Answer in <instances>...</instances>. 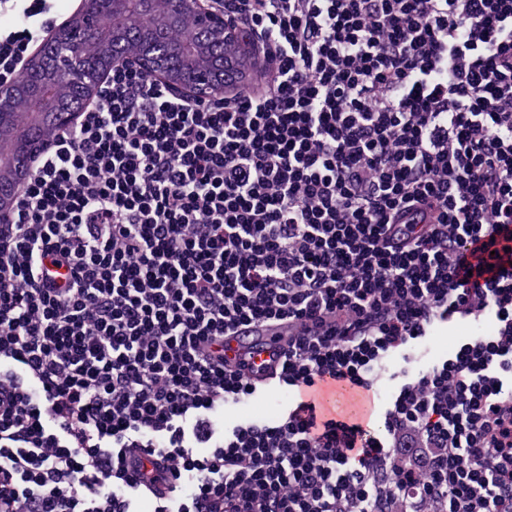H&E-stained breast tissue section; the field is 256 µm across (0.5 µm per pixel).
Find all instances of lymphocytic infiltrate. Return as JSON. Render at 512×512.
<instances>
[{
	"instance_id": "obj_1",
	"label": "lymphocytic infiltrate",
	"mask_w": 512,
	"mask_h": 512,
	"mask_svg": "<svg viewBox=\"0 0 512 512\" xmlns=\"http://www.w3.org/2000/svg\"><path fill=\"white\" fill-rule=\"evenodd\" d=\"M56 2L0 0V84ZM215 2L255 83L112 70L0 222V512H512V0ZM256 322L292 389L391 360L375 424L225 421ZM464 330L458 329L454 332L439 331L436 335L430 336L426 344L416 355L414 365L423 368L432 361L446 357L452 346L464 336H474L475 333H489L493 331V323L490 318H483L480 321L473 322L471 326L465 325ZM450 334V335H448ZM452 338V342L448 339ZM280 341L273 343V338ZM288 337V324L268 325L256 323L247 329L241 330L238 336H231L224 340V354L227 358H241L252 356L251 361L256 366L267 363L270 354L282 345Z\"/></svg>"
}]
</instances>
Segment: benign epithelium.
<instances>
[{"label":"benign epithelium","instance_id":"1","mask_svg":"<svg viewBox=\"0 0 512 512\" xmlns=\"http://www.w3.org/2000/svg\"><path fill=\"white\" fill-rule=\"evenodd\" d=\"M152 23L133 33V13ZM192 24L202 34L193 46H172L163 38L170 27ZM253 61V51L208 0H82L81 8L49 34L16 77L0 85V144H13L0 160V219L12 217L18 187L29 177L32 160L46 146L38 128L69 127L90 105L114 69L136 67L164 83L175 95L221 97ZM78 87L70 103L54 95L60 78ZM32 105L39 120L17 136L13 113L19 100Z\"/></svg>","mask_w":512,"mask_h":512}]
</instances>
